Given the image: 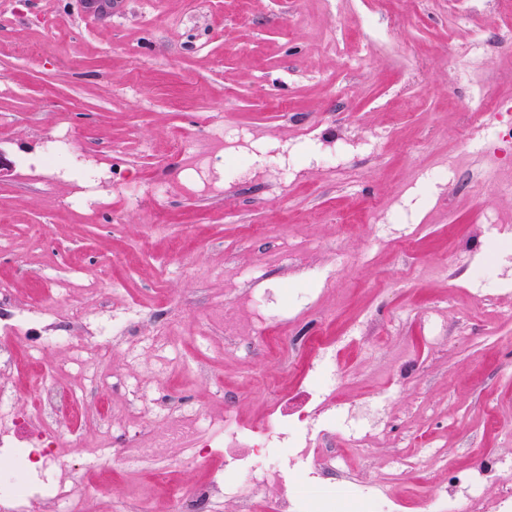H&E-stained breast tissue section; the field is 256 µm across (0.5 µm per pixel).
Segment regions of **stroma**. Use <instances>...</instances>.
I'll use <instances>...</instances> for the list:
<instances>
[{
	"label": "stroma",
	"instance_id": "stroma-1",
	"mask_svg": "<svg viewBox=\"0 0 512 512\" xmlns=\"http://www.w3.org/2000/svg\"><path fill=\"white\" fill-rule=\"evenodd\" d=\"M511 118L512 13L487 0H399L390 15L379 0H115L104 16L84 0H0V152L12 163L0 285L19 304L66 285L74 309L117 294L177 325L166 367L105 342L92 382L65 346L35 351L50 375L110 402L120 454L135 434L169 429L166 414H128L134 389L256 422L282 385L297 386L300 346L368 326L342 396L390 401L379 436L346 459L402 495L478 455L512 458V296L479 294L468 278L488 225L512 226V147L494 136ZM63 121L81 133L78 160L110 157L129 183L155 171L166 193L60 209L68 176L33 164ZM228 127L258 137V164L304 159L306 178L229 197L178 184L175 142L202 160ZM298 258L336 277L283 323L284 346L227 335L234 272L257 268L275 290ZM429 316L442 327L431 341ZM161 466L185 487L205 475L181 444L115 467L103 488L80 469L77 512H148L142 490Z\"/></svg>",
	"mask_w": 512,
	"mask_h": 512
}]
</instances>
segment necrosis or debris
Here are the masks:
<instances>
[{
	"label": "necrosis or debris",
	"mask_w": 512,
	"mask_h": 512,
	"mask_svg": "<svg viewBox=\"0 0 512 512\" xmlns=\"http://www.w3.org/2000/svg\"><path fill=\"white\" fill-rule=\"evenodd\" d=\"M60 310L53 299L0 315V512H61L75 494L73 467L61 447L80 444L70 421L84 411V401L67 386L44 380L37 385L34 413L20 415L7 377L16 351L28 345L29 329L54 341ZM143 320L131 303L118 313H84L71 323L68 340L92 374L102 340L133 345ZM311 354L312 362L302 371L304 405L296 410L273 405L253 426L240 424L228 410L202 427L196 414L178 408L174 399L136 401L142 414L163 409L170 415V430L151 439L150 447L168 448L189 437L196 458L207 459L214 448L224 451L223 471L189 487L171 486L169 471L159 470L167 490L155 499L153 512H212L224 500L235 501L237 512H338L341 480L350 481L359 512H402L405 500L390 497L374 482L351 478L334 447L339 439L359 446L374 438L383 425L380 401L355 406L343 399L346 372L335 344L315 346ZM35 448L45 451L42 463L32 457ZM493 476V466L482 463L445 485L422 481L413 504L420 512H474Z\"/></svg>",
	"instance_id": "4bbe7bcc"
}]
</instances>
